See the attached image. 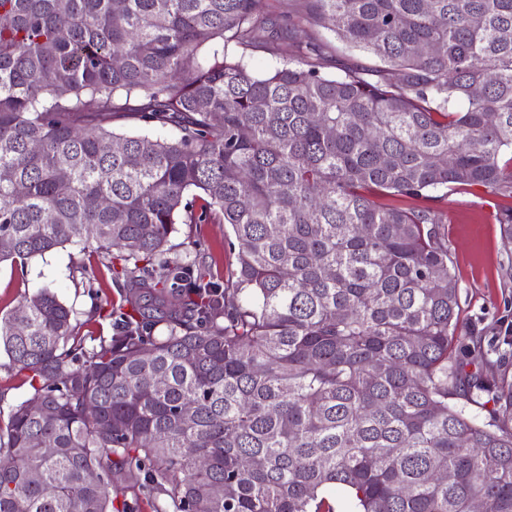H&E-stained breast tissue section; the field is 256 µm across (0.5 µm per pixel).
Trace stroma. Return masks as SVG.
Here are the masks:
<instances>
[{
  "label": "stroma",
  "mask_w": 512,
  "mask_h": 512,
  "mask_svg": "<svg viewBox=\"0 0 512 512\" xmlns=\"http://www.w3.org/2000/svg\"><path fill=\"white\" fill-rule=\"evenodd\" d=\"M437 206L448 215L440 230L448 244L449 266L459 288L458 324L480 331L486 341L501 344L512 329V256L501 240L499 213L512 208V199L473 187L453 192ZM230 226L209 219L179 225L172 244L200 240L210 255L215 280H225L235 259L229 254ZM93 271L92 286H85L83 270ZM48 288L72 307L83 332L110 335L111 322L91 316L92 307L119 301V291L95 253L66 246L26 267L0 264V316L9 313L24 294Z\"/></svg>",
  "instance_id": "1"
}]
</instances>
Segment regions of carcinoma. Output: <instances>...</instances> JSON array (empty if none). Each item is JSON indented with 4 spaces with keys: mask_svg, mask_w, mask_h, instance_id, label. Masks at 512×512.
I'll list each match as a JSON object with an SVG mask.
<instances>
[{
    "mask_svg": "<svg viewBox=\"0 0 512 512\" xmlns=\"http://www.w3.org/2000/svg\"><path fill=\"white\" fill-rule=\"evenodd\" d=\"M285 16L289 56L258 0H0V263L78 245L122 287L108 336L47 288L0 318V512H512V381L432 206L512 198V0ZM332 38L377 65L326 74ZM207 216L222 284L171 244ZM178 232L171 239L172 244L179 245L177 251L192 252L189 241L200 239L206 253L211 258V273L216 281H224L227 278L228 271L234 268L235 259L229 255L227 248V239L233 238L230 226L218 224V221L207 219L201 224H179ZM181 243H184L181 245ZM232 264V265H231ZM9 359L3 349L0 351V394L2 403V419L7 421L8 406L27 399L30 389L25 383V377L8 369Z\"/></svg>",
    "mask_w": 512,
    "mask_h": 512,
    "instance_id": "1",
    "label": "carcinoma"
}]
</instances>
